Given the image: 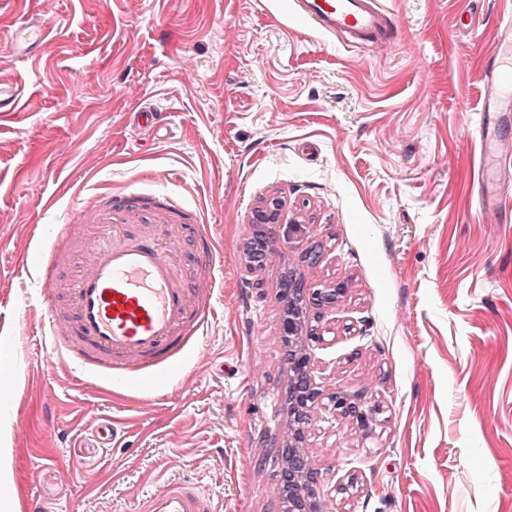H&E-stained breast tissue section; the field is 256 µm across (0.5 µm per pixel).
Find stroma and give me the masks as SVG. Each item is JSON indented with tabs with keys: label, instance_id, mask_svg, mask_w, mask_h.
<instances>
[{
	"label": "stroma",
	"instance_id": "stroma-1",
	"mask_svg": "<svg viewBox=\"0 0 512 512\" xmlns=\"http://www.w3.org/2000/svg\"><path fill=\"white\" fill-rule=\"evenodd\" d=\"M380 4L394 40L355 48L287 0H0V77L25 82L23 112L0 119V512H138L179 480L215 512H284L289 269L346 283L309 343L314 374L378 408L367 432L326 403L304 428L325 512H512V222L476 202L483 57L507 0ZM38 7L54 28L15 63L6 36ZM148 98L172 140L131 124ZM102 188L178 197L224 274L179 371L92 390L13 263ZM273 199L280 258L253 272L243 245ZM291 221L324 243L318 266L284 246ZM107 420L121 438L102 448Z\"/></svg>",
	"mask_w": 512,
	"mask_h": 512
}]
</instances>
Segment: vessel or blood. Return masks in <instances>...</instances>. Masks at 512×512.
Segmentation results:
<instances>
[{
  "mask_svg": "<svg viewBox=\"0 0 512 512\" xmlns=\"http://www.w3.org/2000/svg\"><path fill=\"white\" fill-rule=\"evenodd\" d=\"M292 13L320 32L339 36L351 46L377 47L392 35L391 21L377 0H291ZM50 35L42 12L25 17L9 35L14 61H35ZM481 115V152L500 154V117L512 114V11L498 19L496 45L485 64ZM23 85L0 79V116L20 112ZM164 111L144 102L135 124L152 125L159 137L172 133ZM148 210L147 223H113V212ZM183 217L179 200L159 195L147 200L135 191L108 190L92 195L69 223L57 225L48 253L33 268L47 282L77 226L106 224L109 232L87 245L88 263L69 279L67 305L59 307L50 290L42 305L57 350L91 375L95 387L144 382L156 370H176L186 345L197 339L214 314L211 283L188 275L174 258L170 226ZM197 253L212 276L217 266L207 231L197 235ZM140 512H212L209 497L183 480L162 484L146 496Z\"/></svg>",
  "mask_w": 512,
  "mask_h": 512,
  "instance_id": "b4317fda",
  "label": "vessel or blood"
}]
</instances>
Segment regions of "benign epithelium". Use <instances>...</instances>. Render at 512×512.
Returning a JSON list of instances; mask_svg holds the SVG:
<instances>
[{"label":"benign epithelium","instance_id":"obj_1","mask_svg":"<svg viewBox=\"0 0 512 512\" xmlns=\"http://www.w3.org/2000/svg\"><path fill=\"white\" fill-rule=\"evenodd\" d=\"M305 227L302 224L291 222L283 225V237L287 244H298L304 239ZM267 241L262 235L250 238L243 248L245 262L248 268L255 269L262 266L258 258L265 255ZM346 285L338 283L331 288L313 290L310 295H305L303 279L292 272L283 288L279 289V301L286 305L281 321V337L284 342L290 344L297 336L304 337V343L298 347H291L287 364L291 373L292 402L301 411L303 423H308L311 412L322 392L315 382L311 368V353L308 342L314 339L313 330L308 328L309 308L318 310L333 308L339 299L345 294ZM333 409L343 416L353 417L365 425L369 415L357 406L348 404L342 393L336 391L329 397ZM305 474V493L294 492L286 496L288 503L287 512H322L321 504L317 500V485L319 483L318 472L311 469L304 451L297 450V446L288 449V475L295 479L299 474Z\"/></svg>","mask_w":512,"mask_h":512}]
</instances>
